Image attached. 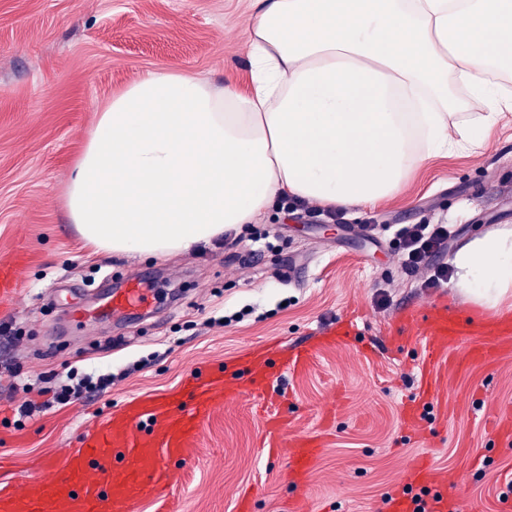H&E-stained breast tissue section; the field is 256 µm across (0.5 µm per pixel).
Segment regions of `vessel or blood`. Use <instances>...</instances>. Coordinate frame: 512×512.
Here are the masks:
<instances>
[{"label":"vessel or blood","mask_w":512,"mask_h":512,"mask_svg":"<svg viewBox=\"0 0 512 512\" xmlns=\"http://www.w3.org/2000/svg\"><path fill=\"white\" fill-rule=\"evenodd\" d=\"M137 280L110 294L106 305L119 311L145 303ZM419 321L431 358H438L463 334L465 326L457 310L436 305ZM482 343L471 347L460 359L463 367L489 365L498 361L495 342L512 334V318L498 316L480 324ZM317 345L305 344L282 358L279 373H291L312 362ZM270 375L264 367L244 364L241 375L225 376L223 371L190 376L184 396H147L132 403L126 414L110 416L93 430L82 434L76 446L39 464L29 482L21 488L0 483V512H139L142 505L158 501L163 491L182 481L185 467L198 452L202 423L222 402L237 400L243 390L255 398H265ZM265 444L280 447L287 419L277 414H261ZM320 439L306 437L289 445L293 463L292 482H300L311 471L321 451Z\"/></svg>","instance_id":"b4317fda"}]
</instances>
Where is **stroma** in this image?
<instances>
[{
	"label": "stroma",
	"instance_id": "35a3bbf8",
	"mask_svg": "<svg viewBox=\"0 0 512 512\" xmlns=\"http://www.w3.org/2000/svg\"><path fill=\"white\" fill-rule=\"evenodd\" d=\"M250 0H0V263L14 262L21 285L0 307V482L24 485L35 461L70 445L136 398L178 392L198 368H235L249 353L281 354L310 342L346 316L361 333L324 345L307 368L272 389L273 410L288 417L286 440L320 436L304 484L288 482V455L267 456L257 402L249 394L220 405L200 430L199 451L174 497L178 512H236L237 493L254 487L252 512H387L416 458L430 459L436 488L457 512H507L500 493L512 480V444L491 420L512 407V351L492 366L429 361L418 324L397 330L405 307L447 301L486 316L457 288L425 291L394 250L397 224H450L439 255L450 262L486 231L512 228V124L498 125L478 152L432 159L398 197L344 211L341 227L304 210L274 208L255 231L272 250L249 256L209 245L162 257L91 254L67 217L68 176L99 110L132 82L175 66L214 83L246 81L244 30ZM363 224L359 235L343 232ZM144 278L149 301L130 318L98 312L109 288ZM390 304L375 305L377 290ZM244 321L208 327L242 307ZM112 373L99 395L19 417L34 388L69 370ZM430 371L436 385L423 394ZM431 405L409 428L408 404Z\"/></svg>",
	"mask_w": 512,
	"mask_h": 512
}]
</instances>
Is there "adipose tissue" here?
<instances>
[{"label":"adipose tissue","mask_w":512,"mask_h":512,"mask_svg":"<svg viewBox=\"0 0 512 512\" xmlns=\"http://www.w3.org/2000/svg\"><path fill=\"white\" fill-rule=\"evenodd\" d=\"M249 81L165 67L113 95L69 176L96 252L212 244L283 198L374 207L512 113V0H253ZM475 304L512 296V229L453 257Z\"/></svg>","instance_id":"adipose-tissue-1"}]
</instances>
